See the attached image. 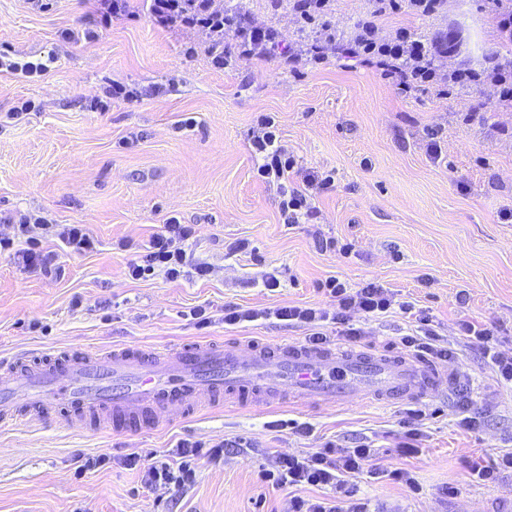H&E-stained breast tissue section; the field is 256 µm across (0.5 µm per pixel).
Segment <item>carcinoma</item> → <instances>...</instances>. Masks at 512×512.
<instances>
[{"label":"carcinoma","mask_w":512,"mask_h":512,"mask_svg":"<svg viewBox=\"0 0 512 512\" xmlns=\"http://www.w3.org/2000/svg\"><path fill=\"white\" fill-rule=\"evenodd\" d=\"M149 13L163 25L180 23L207 31V53L224 61V16L239 24L248 20L247 11L239 0H228L227 7L214 6V0H150Z\"/></svg>","instance_id":"1"}]
</instances>
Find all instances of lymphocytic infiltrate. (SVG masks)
I'll return each mask as SVG.
<instances>
[{
  "mask_svg": "<svg viewBox=\"0 0 512 512\" xmlns=\"http://www.w3.org/2000/svg\"><path fill=\"white\" fill-rule=\"evenodd\" d=\"M443 0H371L370 18L361 23L353 40H343L331 28H324L314 41L296 44L287 49L289 62L308 59L316 64L336 60H352L381 70L383 76L392 79L397 89L408 93L423 90L442 96L455 89H474L492 84L499 92L498 102L512 106V58L494 55L479 67L461 65L445 69L442 58L448 55V42L444 39L428 41L416 37L409 29L396 28L389 36L376 35V21L397 13L401 7L422 16H431L441 8ZM251 148L260 159L258 177L266 184L275 186L280 197V212L285 223L297 224L314 213L310 192L324 189L333 182L332 176L305 174L300 181H293L296 159L279 134V125L274 116L260 115L253 129ZM19 239L0 238V252L9 253L15 264L44 274L60 272V253L84 254L93 251L95 240L81 224H63L55 236L62 243V252L40 248L30 235L29 224L18 227ZM193 235L191 226L180 223L177 218L168 219L160 232L150 236L139 247V253L127 266L131 278L139 279L155 271H162L170 280L183 277L185 267H193L196 274L206 275V263H189L183 247ZM329 306L316 304L284 306L268 309H240L229 307L224 311V322L237 325L260 319H274L288 325L306 329L307 344L322 346L329 338L324 334L326 323L341 325L342 336L357 343L363 340V328L355 326L352 315L365 319H377L400 310L412 315L415 326L411 333L399 340L402 348L421 357L454 358L453 350L440 344L437 331L424 312L415 310L412 302L398 301L394 292L371 282L359 288L347 287L337 277H329L320 284ZM458 331L465 347L477 348L491 365L495 381L501 386L512 387V352L500 348V330L497 326L477 320H463ZM377 451L370 445L361 444L353 448H342L328 441L303 455L285 450H274L269 454V464L263 478L272 487L288 489L284 512H367L365 503L354 501L355 489L351 478L365 475L376 480L414 487L415 479L406 468L383 469L377 467ZM224 457L223 444L207 445L199 440H182L177 448L168 453L141 456L125 455L120 463L126 468L139 470L145 487H191L196 478V463L205 459L217 462ZM312 487H331L343 497L349 498V507L328 502L327 499L308 496Z\"/></svg>",
  "mask_w": 512,
  "mask_h": 512,
  "instance_id": "lymphocytic-infiltrate-1",
  "label": "lymphocytic infiltrate"
}]
</instances>
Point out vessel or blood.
Here are the masks:
<instances>
[{
    "mask_svg": "<svg viewBox=\"0 0 512 512\" xmlns=\"http://www.w3.org/2000/svg\"><path fill=\"white\" fill-rule=\"evenodd\" d=\"M423 360L375 350L250 342L239 351L196 341L173 349L78 348L41 360H0V423H31L50 412L101 430L167 423L213 407L266 411L421 401L449 384Z\"/></svg>",
    "mask_w": 512,
    "mask_h": 512,
    "instance_id": "1",
    "label": "vessel or blood"
}]
</instances>
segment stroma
<instances>
[{
	"label": "stroma",
	"instance_id": "obj_1",
	"mask_svg": "<svg viewBox=\"0 0 512 512\" xmlns=\"http://www.w3.org/2000/svg\"><path fill=\"white\" fill-rule=\"evenodd\" d=\"M131 4L112 15L103 0H0V237L34 214L46 224L35 232L44 248H59L56 224L85 225L96 241L92 252L62 256L57 278L0 255V358L76 345L299 342L303 328L275 320L228 326L224 310L321 304L316 283L329 276L351 288L375 282L413 301L446 345H459V321L495 324L512 352V219L503 217L512 211V107L498 105L494 87L404 94L377 69L333 59L287 68L276 51L219 66L205 51V31L160 25L140 0ZM247 6L251 23L276 29L281 43L304 27L288 0ZM377 26L382 36L397 27L452 35L451 67L512 53L479 0H445L430 17L404 10ZM18 62L43 69L29 76L15 70ZM263 112L277 116L299 168L334 177L305 223H284L275 187L255 176L250 140ZM433 130L437 159L428 151ZM172 216L193 227L184 247L209 263L210 275L131 279L132 254L118 242L143 243ZM328 238L351 243V252L323 250ZM238 239L247 251L226 250ZM269 273L276 287H266ZM196 306L210 312L209 327L191 319ZM363 328L366 348L396 353L410 325L395 316ZM450 365L470 375L466 395L482 427L461 429L447 394L423 400L412 456L395 448L403 404L223 408L120 434L57 415L0 424V512H279L285 491L259 477L267 449L304 454L327 440L370 444L381 465L414 474V490L357 479L371 512H512V474L484 483L465 466L512 448V390L495 385L477 350ZM302 423L311 434L298 432ZM184 439L249 449L201 464L183 491L143 487L139 471L116 462L74 476L78 458L160 454ZM450 484L456 495H444Z\"/></svg>",
	"mask_w": 512,
	"mask_h": 512
}]
</instances>
